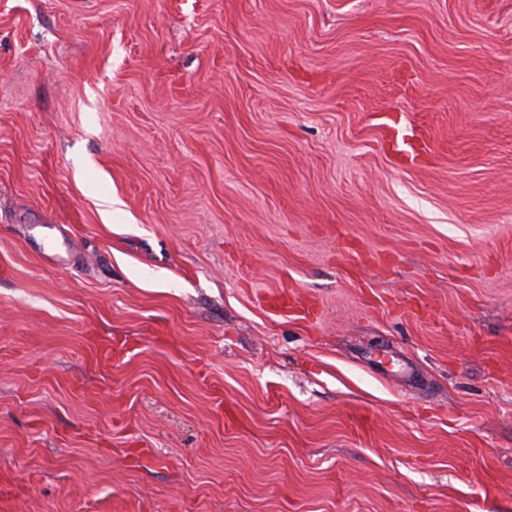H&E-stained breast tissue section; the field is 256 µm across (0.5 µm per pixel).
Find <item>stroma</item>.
I'll list each match as a JSON object with an SVG mask.
<instances>
[{"instance_id":"obj_1","label":"stroma","mask_w":512,"mask_h":512,"mask_svg":"<svg viewBox=\"0 0 512 512\" xmlns=\"http://www.w3.org/2000/svg\"><path fill=\"white\" fill-rule=\"evenodd\" d=\"M0 512H512V0H0ZM384 142L392 153L396 155L399 164H405L422 149L419 144L406 142L405 138H403V144L407 145L409 149H401L398 140V131L390 125H384Z\"/></svg>"}]
</instances>
